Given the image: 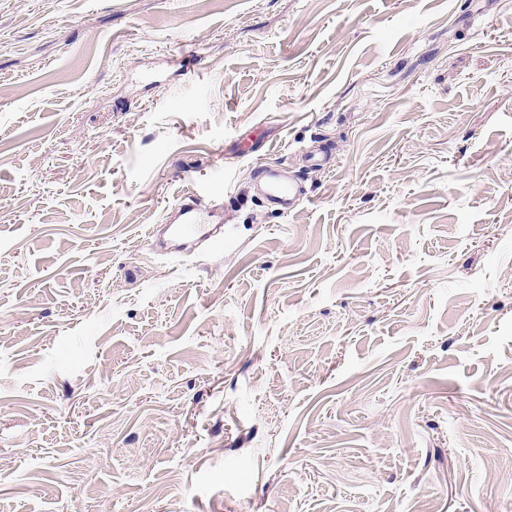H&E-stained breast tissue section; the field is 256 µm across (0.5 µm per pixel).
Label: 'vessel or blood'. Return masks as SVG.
Instances as JSON below:
<instances>
[{
  "label": "vessel or blood",
  "instance_id": "b4317fda",
  "mask_svg": "<svg viewBox=\"0 0 512 512\" xmlns=\"http://www.w3.org/2000/svg\"><path fill=\"white\" fill-rule=\"evenodd\" d=\"M258 176L264 202L277 213L289 214L303 203V189L285 177L277 165L261 163ZM206 191V185H193L192 189L173 205L162 225L164 249L173 252L189 251L200 243L223 240V208L219 205L208 209L202 208L200 200Z\"/></svg>",
  "mask_w": 512,
  "mask_h": 512
}]
</instances>
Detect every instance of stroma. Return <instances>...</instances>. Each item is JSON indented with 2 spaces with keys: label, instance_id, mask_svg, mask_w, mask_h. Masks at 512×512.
I'll return each mask as SVG.
<instances>
[{
  "label": "stroma",
  "instance_id": "1",
  "mask_svg": "<svg viewBox=\"0 0 512 512\" xmlns=\"http://www.w3.org/2000/svg\"><path fill=\"white\" fill-rule=\"evenodd\" d=\"M0 512H512V0H0ZM258 176L264 202L281 215L293 212L306 198L303 189L285 177L276 164L261 163ZM207 192L205 184H193L189 190L171 208L168 216L161 225L152 226L150 238L159 242L165 250L170 252L190 251L198 243L224 241V225L222 219L223 204L214 205L206 210L201 207V197ZM162 228V235L166 236L160 242L158 228Z\"/></svg>",
  "mask_w": 512,
  "mask_h": 512
}]
</instances>
